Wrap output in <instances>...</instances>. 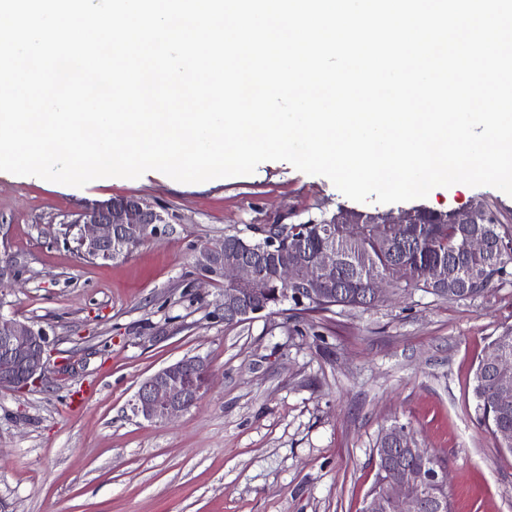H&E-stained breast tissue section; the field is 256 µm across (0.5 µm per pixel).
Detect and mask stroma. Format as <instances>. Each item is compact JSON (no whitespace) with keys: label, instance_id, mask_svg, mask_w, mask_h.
Returning <instances> with one entry per match:
<instances>
[{"label":"stroma","instance_id":"1","mask_svg":"<svg viewBox=\"0 0 512 512\" xmlns=\"http://www.w3.org/2000/svg\"><path fill=\"white\" fill-rule=\"evenodd\" d=\"M139 197L169 209L165 233L87 262L64 222ZM432 211L485 206L512 225V196L456 184ZM377 212L283 161L180 183L161 172L75 188L0 172V254L18 277L0 314L47 335L40 383L0 391V512H361L382 430L408 425L446 462L454 512H512V452L475 418L473 377L512 328V277L447 301L415 291L368 309L224 322V290L193 252L225 234L338 208ZM204 358L211 390L165 422L136 416L141 381Z\"/></svg>","mask_w":512,"mask_h":512}]
</instances>
